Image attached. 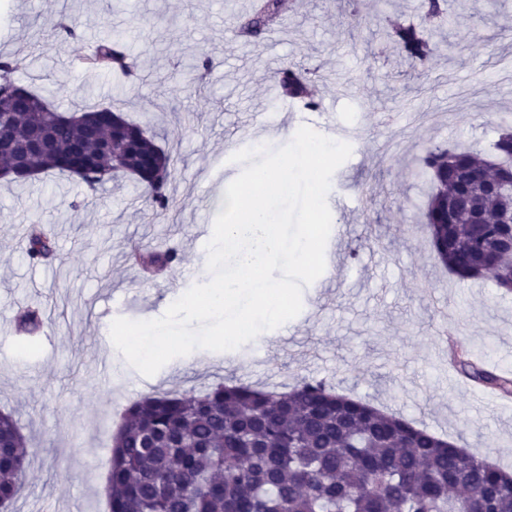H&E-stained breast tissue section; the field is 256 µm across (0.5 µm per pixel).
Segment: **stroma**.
Listing matches in <instances>:
<instances>
[{
	"label": "stroma",
	"mask_w": 512,
	"mask_h": 512,
	"mask_svg": "<svg viewBox=\"0 0 512 512\" xmlns=\"http://www.w3.org/2000/svg\"><path fill=\"white\" fill-rule=\"evenodd\" d=\"M251 2L0 0V57L21 60L11 79L61 112L111 102L149 125L180 154L171 190L182 203L156 222L128 179L94 193L58 174L0 180V411L14 414L30 450L10 512H107L112 435L125 407L220 382L286 392L301 379L323 380L512 471V401L482 405L438 336L448 328L474 358L512 375V294L436 264L422 229L427 187L413 174L426 147L490 148L498 121L512 118V0L449 4L447 43L419 72L380 40L390 19L416 17L419 0H372L352 25L344 0H291L285 31L246 45L226 19ZM72 19L79 35L61 41ZM113 33L137 57V80L86 68ZM202 52L216 67L202 93L182 92ZM287 66L315 70L320 110L290 101L255 129L252 113L268 112L271 76ZM330 119L353 131L352 154L329 191L355 201L331 211L346 227L340 267L304 287V311L287 335L270 330L233 351L198 349L141 374L113 345L110 325L158 318L192 283L208 281L196 266L193 226L213 225L221 210L220 165L239 176L242 164L230 160L239 143L276 149L303 125L326 133ZM33 221L57 242L52 264L24 258L22 228ZM164 240L179 249L175 268L149 277L127 261L130 244L153 249ZM28 304L46 322L33 348L12 331Z\"/></svg>",
	"instance_id": "35a3bbf8"
}]
</instances>
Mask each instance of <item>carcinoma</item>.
<instances>
[{
  "instance_id": "cac0c4a2",
  "label": "carcinoma",
  "mask_w": 512,
  "mask_h": 512,
  "mask_svg": "<svg viewBox=\"0 0 512 512\" xmlns=\"http://www.w3.org/2000/svg\"><path fill=\"white\" fill-rule=\"evenodd\" d=\"M448 0H420L417 21L395 22L384 44L414 69L438 50L434 34ZM284 23L283 0H257L229 18L235 35L256 41ZM91 70L132 77L137 58L123 41L107 37L86 59ZM213 68L202 54L188 87L203 89ZM272 82L276 98L320 107L314 78L284 67ZM3 127L24 135L54 125L53 149L32 156L36 176L58 171L88 191L128 178L143 192L154 216L177 207L169 192L178 157L155 134L113 105L65 113L27 86L0 84ZM118 151L119 166L102 150L100 130ZM417 175L430 183L423 224L434 258L461 281L490 275L512 293V196L492 184L512 181V122L498 123L487 153L470 147H427ZM25 257L32 265L58 259L53 236L32 229ZM129 260L147 274L171 268L178 253L133 245ZM45 324L40 309L16 317L18 331L33 335ZM458 371L475 383L512 396V379L473 362L453 346ZM28 450L15 417L0 412V503L9 506L27 477ZM109 512H512V473L403 417L336 392L321 380H303L288 393L245 384L217 383L196 395L150 393L129 405L113 439L108 469Z\"/></svg>"
}]
</instances>
